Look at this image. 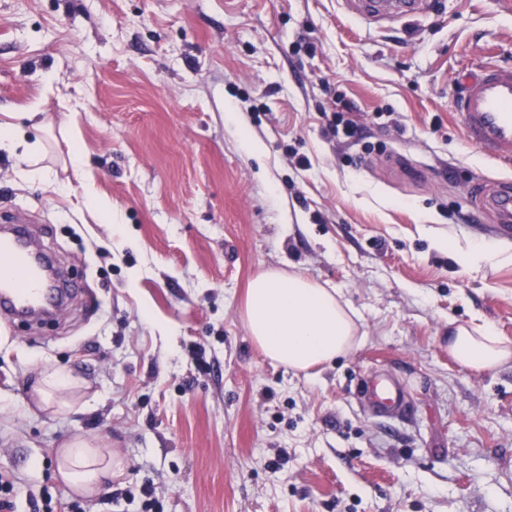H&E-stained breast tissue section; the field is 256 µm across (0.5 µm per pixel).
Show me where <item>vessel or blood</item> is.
I'll return each mask as SVG.
<instances>
[{
	"mask_svg": "<svg viewBox=\"0 0 512 512\" xmlns=\"http://www.w3.org/2000/svg\"><path fill=\"white\" fill-rule=\"evenodd\" d=\"M360 20L372 23L393 20L429 9L428 0H346ZM466 143L495 159L512 161V66L482 69L465 84L457 101ZM474 202L492 212L493 233L512 236V181L478 184ZM25 229L0 230V313L47 311L55 299L54 289L44 287L40 255L32 252ZM361 401L373 414L382 416L406 407L404 388L386 377L366 380Z\"/></svg>",
	"mask_w": 512,
	"mask_h": 512,
	"instance_id": "vessel-or-blood-1",
	"label": "vessel or blood"
}]
</instances>
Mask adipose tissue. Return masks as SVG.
I'll list each match as a JSON object with an SVG mask.
<instances>
[{"instance_id": "obj_1", "label": "adipose tissue", "mask_w": 512, "mask_h": 512, "mask_svg": "<svg viewBox=\"0 0 512 512\" xmlns=\"http://www.w3.org/2000/svg\"><path fill=\"white\" fill-rule=\"evenodd\" d=\"M248 335L272 363L307 371L350 353L356 324L335 289L298 272L267 270L255 275L242 309ZM448 352L462 367L482 373L512 362V343L490 326L449 324ZM114 462L85 440L58 451V473L71 488L95 493L112 477Z\"/></svg>"}]
</instances>
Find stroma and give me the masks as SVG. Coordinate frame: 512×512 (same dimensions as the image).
Instances as JSON below:
<instances>
[{"label": "stroma", "mask_w": 512, "mask_h": 512, "mask_svg": "<svg viewBox=\"0 0 512 512\" xmlns=\"http://www.w3.org/2000/svg\"><path fill=\"white\" fill-rule=\"evenodd\" d=\"M488 64L512 65L496 0L371 24L343 0H0V124L39 105L46 148L0 151V212L79 284L56 319L0 320L15 512L44 486L141 512L146 484L164 512H512V365L448 354L452 320L512 341V239L471 267L434 244L486 243L471 188L512 178L455 112ZM338 112L361 141L332 134ZM270 268L337 289L356 348L306 374L265 360L241 308ZM47 369L77 379L67 409L35 393ZM378 373L405 416L360 407ZM77 437L123 462L91 496L57 474Z\"/></svg>", "instance_id": "stroma-1"}]
</instances>
